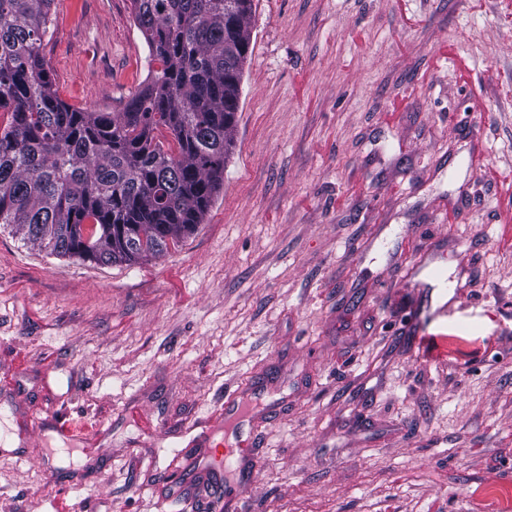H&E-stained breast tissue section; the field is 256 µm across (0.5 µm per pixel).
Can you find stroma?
Returning <instances> with one entry per match:
<instances>
[{"instance_id": "1", "label": "stroma", "mask_w": 512, "mask_h": 512, "mask_svg": "<svg viewBox=\"0 0 512 512\" xmlns=\"http://www.w3.org/2000/svg\"><path fill=\"white\" fill-rule=\"evenodd\" d=\"M253 3L182 247L100 265L0 224V512H512V187L487 177L512 172V0ZM50 13L61 100L125 111L152 69L132 0ZM434 265L479 327L439 317ZM413 309L445 358L411 352ZM236 390L274 415L228 502L196 449L226 448Z\"/></svg>"}]
</instances>
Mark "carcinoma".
Instances as JSON below:
<instances>
[{
    "label": "carcinoma",
    "mask_w": 512,
    "mask_h": 512,
    "mask_svg": "<svg viewBox=\"0 0 512 512\" xmlns=\"http://www.w3.org/2000/svg\"><path fill=\"white\" fill-rule=\"evenodd\" d=\"M53 0H0V224L58 257L176 248L224 184L253 0H132L160 68L123 112L62 102L43 55Z\"/></svg>",
    "instance_id": "obj_1"
}]
</instances>
